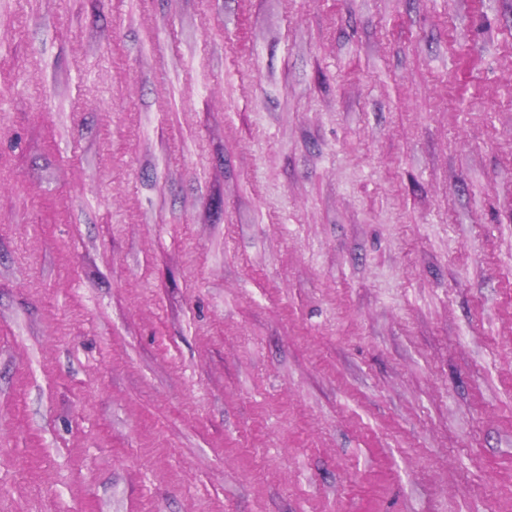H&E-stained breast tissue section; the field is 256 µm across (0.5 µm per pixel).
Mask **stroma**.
Returning a JSON list of instances; mask_svg holds the SVG:
<instances>
[{
    "mask_svg": "<svg viewBox=\"0 0 512 512\" xmlns=\"http://www.w3.org/2000/svg\"><path fill=\"white\" fill-rule=\"evenodd\" d=\"M0 512H512V0H0Z\"/></svg>",
    "mask_w": 512,
    "mask_h": 512,
    "instance_id": "obj_1",
    "label": "stroma"
}]
</instances>
